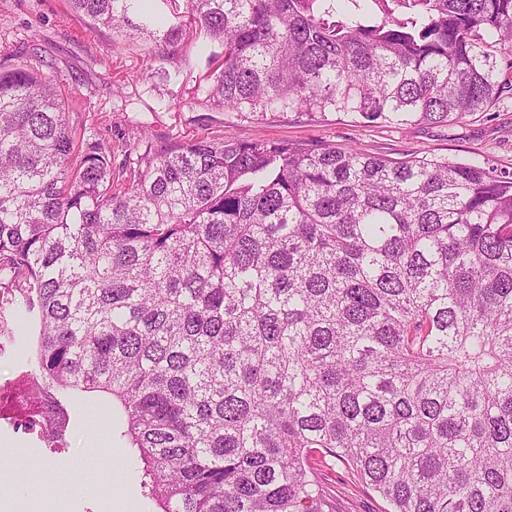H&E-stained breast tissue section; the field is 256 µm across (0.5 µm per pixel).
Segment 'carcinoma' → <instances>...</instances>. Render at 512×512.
I'll list each match as a JSON object with an SVG mask.
<instances>
[{"instance_id": "carcinoma-1", "label": "carcinoma", "mask_w": 512, "mask_h": 512, "mask_svg": "<svg viewBox=\"0 0 512 512\" xmlns=\"http://www.w3.org/2000/svg\"><path fill=\"white\" fill-rule=\"evenodd\" d=\"M222 47L240 118L454 124L512 80V0H69ZM129 175L60 81L0 56V333L36 367L0 414L67 443L105 395L159 512H324L311 454L390 512H512V174L262 137L145 146Z\"/></svg>"}]
</instances>
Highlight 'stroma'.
<instances>
[{"mask_svg": "<svg viewBox=\"0 0 512 512\" xmlns=\"http://www.w3.org/2000/svg\"><path fill=\"white\" fill-rule=\"evenodd\" d=\"M37 45L45 74L68 92L71 122L112 146L121 168L145 132L159 148L187 139L264 136L355 146L375 155L441 156L512 172V95L491 111L448 126H366L315 122L292 114L238 118L208 101L207 58L199 34L185 36L167 57L148 56L147 42L91 26L68 0H0V55ZM68 445L49 449L36 436L0 421V512H157L142 487L133 449L112 433L107 399L73 397ZM316 468L328 512H384L385 502L334 459Z\"/></svg>", "mask_w": 512, "mask_h": 512, "instance_id": "1", "label": "stroma"}]
</instances>
